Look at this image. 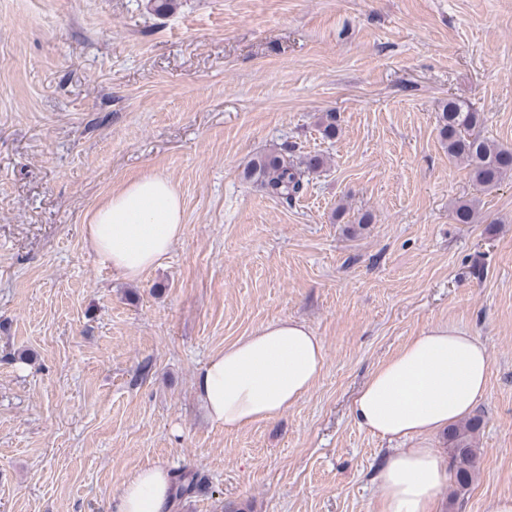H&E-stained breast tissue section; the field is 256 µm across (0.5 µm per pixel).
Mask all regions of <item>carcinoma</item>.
Instances as JSON below:
<instances>
[{"mask_svg": "<svg viewBox=\"0 0 512 512\" xmlns=\"http://www.w3.org/2000/svg\"><path fill=\"white\" fill-rule=\"evenodd\" d=\"M481 124V113L450 99L439 115V135L448 149V157L465 163L478 184L493 186L512 171V150L481 137L477 132ZM288 153L289 150L283 149L260 156L245 172V178L291 203L303 193L304 170L320 168L323 160L317 155L308 156L299 167L288 159ZM482 426L483 417L475 415L448 428V465L453 487L448 503L450 507L476 477L477 437ZM172 480L180 498L198 493L204 486L201 474L187 466L175 471Z\"/></svg>", "mask_w": 512, "mask_h": 512, "instance_id": "carcinoma-1", "label": "carcinoma"}]
</instances>
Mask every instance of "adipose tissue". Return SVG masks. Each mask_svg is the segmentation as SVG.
Segmentation results:
<instances>
[{"label":"adipose tissue","instance_id":"1","mask_svg":"<svg viewBox=\"0 0 512 512\" xmlns=\"http://www.w3.org/2000/svg\"><path fill=\"white\" fill-rule=\"evenodd\" d=\"M174 184L145 174L112 193L84 226L98 263L135 281L161 264L184 233ZM324 366L323 344L297 319H277L225 346L196 372L195 398L225 430L268 421L297 405ZM490 359L477 337L437 324L380 363L354 396L350 414L390 450L377 474L381 512H434L450 478L423 442L469 414L484 396ZM170 473L156 464L124 479L114 512H170Z\"/></svg>","mask_w":512,"mask_h":512}]
</instances>
